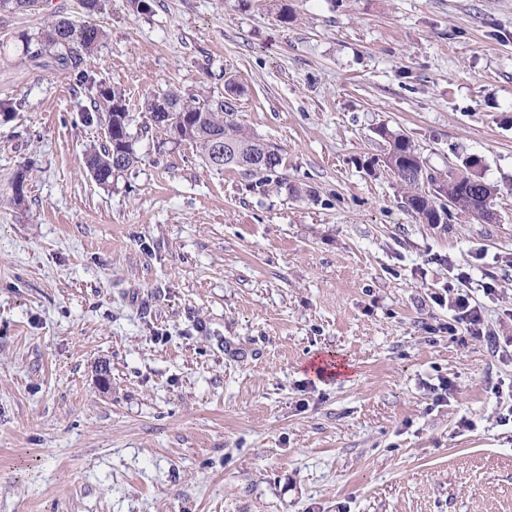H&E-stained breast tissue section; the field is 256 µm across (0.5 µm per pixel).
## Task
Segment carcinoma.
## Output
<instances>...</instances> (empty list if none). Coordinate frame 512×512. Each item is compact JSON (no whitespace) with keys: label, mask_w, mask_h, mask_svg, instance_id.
<instances>
[{"label":"carcinoma","mask_w":512,"mask_h":512,"mask_svg":"<svg viewBox=\"0 0 512 512\" xmlns=\"http://www.w3.org/2000/svg\"><path fill=\"white\" fill-rule=\"evenodd\" d=\"M42 6L43 0H0V13L36 12ZM105 39L104 30L90 24L76 25L54 11L36 32L20 37V50L32 62L49 55L62 70L86 83L89 76L83 69V55ZM144 109L152 125L169 131L179 141L190 143L205 163L213 151L212 135L220 131L224 133V150L229 158L225 170L256 176L266 182L278 176L283 168L282 149L242 132L229 119L233 115L232 107L222 99L205 101L172 89L147 101ZM82 119L87 124L96 122L104 126L105 142L89 147L85 154L86 166L96 182L109 185L112 177L139 162L130 133L133 116L120 88L97 90ZM379 134L389 143L381 163L404 187V208L416 217L428 224L438 223V216L449 200L484 215L493 213L495 189L479 179V175L469 171L452 177L429 170L405 134L385 129L379 130ZM410 169L418 173L417 178L405 176ZM473 177L479 183L471 182Z\"/></svg>","instance_id":"cac0c4a2"}]
</instances>
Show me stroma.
I'll return each instance as SVG.
<instances>
[{
  "mask_svg": "<svg viewBox=\"0 0 512 512\" xmlns=\"http://www.w3.org/2000/svg\"><path fill=\"white\" fill-rule=\"evenodd\" d=\"M147 2L45 4L108 34L140 161L107 186L84 89L14 50L44 13H0V512H512V0ZM231 83L286 184L143 132ZM381 127L479 159L495 221L420 222ZM460 273L499 347L449 330Z\"/></svg>",
  "mask_w": 512,
  "mask_h": 512,
  "instance_id": "35a3bbf8",
  "label": "stroma"
}]
</instances>
